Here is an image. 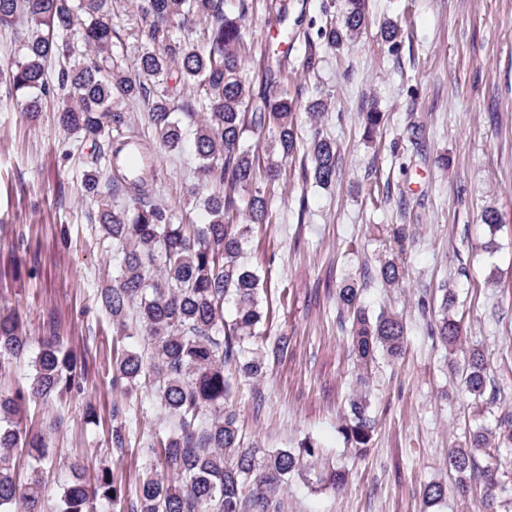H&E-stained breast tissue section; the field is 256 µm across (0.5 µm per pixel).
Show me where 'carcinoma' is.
Here are the masks:
<instances>
[{
  "label": "carcinoma",
  "instance_id": "1",
  "mask_svg": "<svg viewBox=\"0 0 512 512\" xmlns=\"http://www.w3.org/2000/svg\"><path fill=\"white\" fill-rule=\"evenodd\" d=\"M139 18L141 52L133 70L114 60L112 0H0V30L23 36V56L0 55V83L24 96L22 111H40L33 91L49 92L44 64L61 61L57 84L64 91L58 120L64 130L100 147L111 146L110 169L97 153L84 171L81 190L96 207L103 237L121 254L115 283L97 290V299L112 319L115 335L142 337L146 349L112 352V389L130 399L142 388L164 415L161 435L150 442L157 464L146 469L127 512H282L288 483L302 479L318 489H338L340 472L316 469L317 443L308 439L298 448H262L245 440L232 396L238 381L251 380L255 394L269 366L288 351L290 339L265 342L258 327L267 318L259 299L258 270L242 261L243 245L253 227L268 224V199L262 181L272 187L280 179L277 164L243 146L247 132H275V147L286 159L297 152L298 101L269 86L257 96L244 76L245 31L241 21L251 0H239L236 16L226 13L225 0H127ZM367 0H344L340 24L327 22L319 40L338 47L354 42L368 23ZM195 27L196 38H177L175 28ZM197 85V105L186 104L184 116L194 123L192 146L199 180L222 191L204 207L207 224H175L166 207L153 201L155 176L151 145L142 140L119 105L146 100L155 142L174 151L183 146L187 128L178 117L173 88ZM364 135L374 139L384 113H361ZM303 178L324 187L336 180V144L313 131ZM123 189L131 206H112L114 187ZM247 213L248 223L234 217ZM410 241L408 225L393 224L388 249L373 272L383 286L405 283L402 256ZM440 317L432 333L448 345V354L463 359L461 388L475 403L494 404L501 398L493 386L480 348L469 343L462 320L452 313L453 294L444 287ZM233 300L232 319L224 303ZM338 317L349 326L348 349L356 368V385L343 411L341 434L356 455L371 442L376 420L371 414L369 375L381 354L398 359L407 339L403 315L382 311L372 317L360 303L354 281H345L337 295ZM32 356L33 373L12 392L0 394V512H45L42 470L32 468L20 485L19 451L37 460L48 453L46 439L63 423L43 413L37 431L27 427L26 410L65 396L84 394L82 366L57 336H32L20 319L0 314V376ZM126 422L112 425L111 453L121 458L128 448ZM512 448V411L495 427L479 424L464 442L448 448V467L456 488L466 497L480 491L481 512H497L496 489L501 482V449ZM73 478L63 489L56 512H117L125 495L108 461L92 478L78 462L69 465ZM446 485L428 484V504L445 499Z\"/></svg>",
  "mask_w": 512,
  "mask_h": 512
}]
</instances>
